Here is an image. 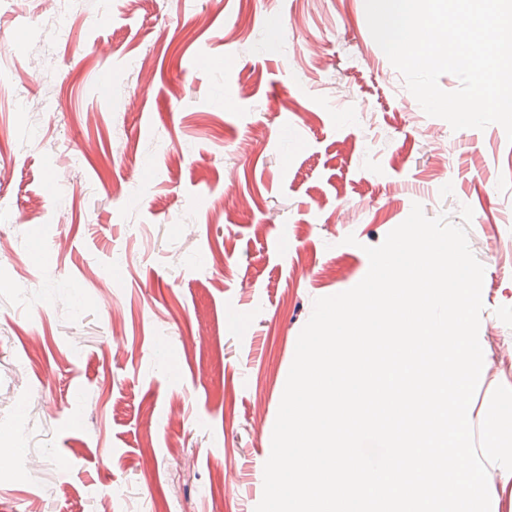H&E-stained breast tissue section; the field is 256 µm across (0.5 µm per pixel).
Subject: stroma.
Here are the masks:
<instances>
[{
    "label": "stroma",
    "instance_id": "1",
    "mask_svg": "<svg viewBox=\"0 0 512 512\" xmlns=\"http://www.w3.org/2000/svg\"><path fill=\"white\" fill-rule=\"evenodd\" d=\"M24 8L0 0V504L254 512L314 300L416 203L473 210L480 427L512 366V143L426 115L365 0Z\"/></svg>",
    "mask_w": 512,
    "mask_h": 512
}]
</instances>
